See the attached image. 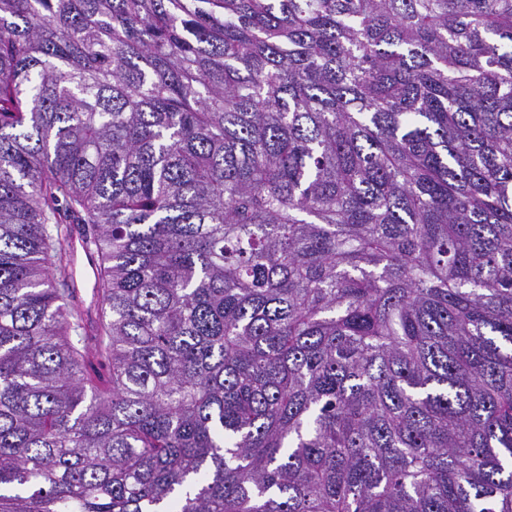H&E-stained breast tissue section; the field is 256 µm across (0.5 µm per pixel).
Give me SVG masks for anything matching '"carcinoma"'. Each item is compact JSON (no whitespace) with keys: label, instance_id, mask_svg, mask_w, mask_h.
<instances>
[{"label":"carcinoma","instance_id":"obj_1","mask_svg":"<svg viewBox=\"0 0 512 512\" xmlns=\"http://www.w3.org/2000/svg\"><path fill=\"white\" fill-rule=\"evenodd\" d=\"M0 512H512V0H0ZM73 281L76 285V312L84 320L89 322L96 317L97 300L98 296L95 292L94 286V275L90 267L76 266L73 269Z\"/></svg>","mask_w":512,"mask_h":512}]
</instances>
